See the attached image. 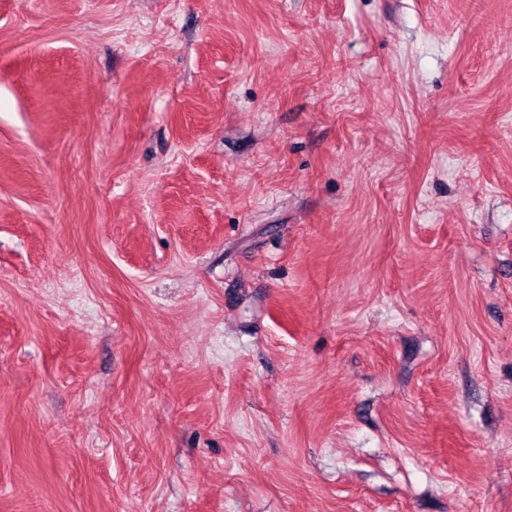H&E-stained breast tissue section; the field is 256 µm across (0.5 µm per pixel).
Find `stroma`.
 <instances>
[{"instance_id": "35a3bbf8", "label": "stroma", "mask_w": 512, "mask_h": 512, "mask_svg": "<svg viewBox=\"0 0 512 512\" xmlns=\"http://www.w3.org/2000/svg\"><path fill=\"white\" fill-rule=\"evenodd\" d=\"M0 512H512V0H0Z\"/></svg>"}]
</instances>
